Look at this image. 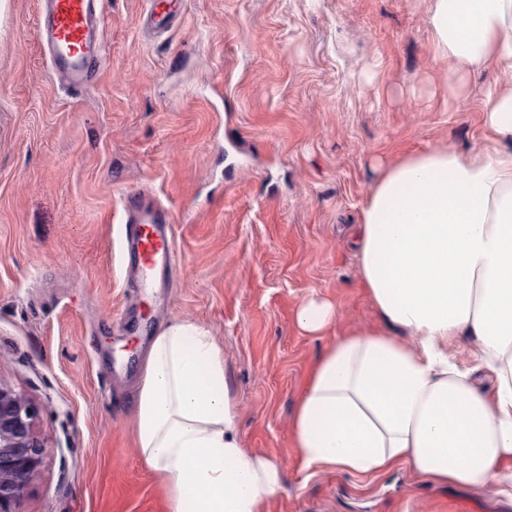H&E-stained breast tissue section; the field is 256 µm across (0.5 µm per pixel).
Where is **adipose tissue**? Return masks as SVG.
<instances>
[{"label":"adipose tissue","instance_id":"obj_1","mask_svg":"<svg viewBox=\"0 0 512 512\" xmlns=\"http://www.w3.org/2000/svg\"><path fill=\"white\" fill-rule=\"evenodd\" d=\"M425 3L449 98L465 102L473 72L496 76L483 143L382 167L356 247L384 326L327 347L291 437L309 469L374 476L403 465L512 498V0ZM459 336L476 342L474 366L457 364ZM133 410L136 448L169 512H265L281 469L242 446L224 354L208 329L177 319L153 336Z\"/></svg>","mask_w":512,"mask_h":512}]
</instances>
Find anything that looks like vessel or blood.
Listing matches in <instances>:
<instances>
[{
    "instance_id": "obj_1",
    "label": "vessel or blood",
    "mask_w": 512,
    "mask_h": 512,
    "mask_svg": "<svg viewBox=\"0 0 512 512\" xmlns=\"http://www.w3.org/2000/svg\"><path fill=\"white\" fill-rule=\"evenodd\" d=\"M105 0H41L39 34L52 68L71 89L84 87L106 56ZM128 270L141 279L173 280L178 271L174 229L163 207L141 208L135 195L122 198Z\"/></svg>"
}]
</instances>
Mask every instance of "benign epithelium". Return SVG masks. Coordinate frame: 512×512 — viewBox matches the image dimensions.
Instances as JSON below:
<instances>
[{
	"instance_id": "7a95c632",
	"label": "benign epithelium",
	"mask_w": 512,
	"mask_h": 512,
	"mask_svg": "<svg viewBox=\"0 0 512 512\" xmlns=\"http://www.w3.org/2000/svg\"><path fill=\"white\" fill-rule=\"evenodd\" d=\"M37 408L0 379V512L18 503L38 474L46 451L36 431Z\"/></svg>"
}]
</instances>
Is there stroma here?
<instances>
[{
	"mask_svg": "<svg viewBox=\"0 0 512 512\" xmlns=\"http://www.w3.org/2000/svg\"><path fill=\"white\" fill-rule=\"evenodd\" d=\"M38 0H0V378L48 444L18 512H166L131 431L150 339L195 321L224 353L243 447L276 461L268 512H512L495 489L305 467L290 424L337 335L381 328L347 240L383 164L483 140L495 77L441 89L421 0H108L106 65L71 93ZM161 202L179 272L126 283L122 194ZM336 319L301 331L299 306ZM335 317L336 310L331 303L311 299L299 308L296 322L301 330L316 333L333 323Z\"/></svg>",
	"mask_w": 512,
	"mask_h": 512,
	"instance_id": "stroma-1",
	"label": "stroma"
}]
</instances>
